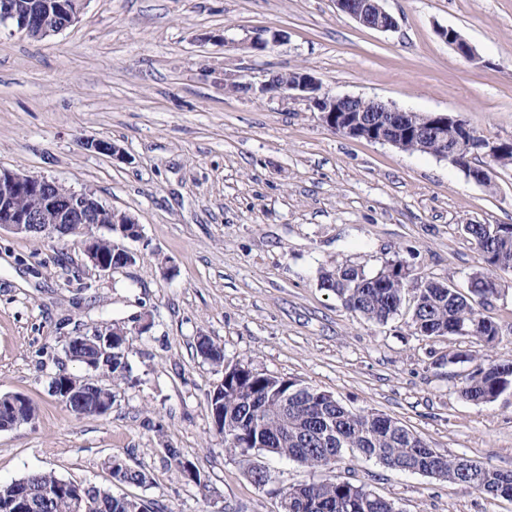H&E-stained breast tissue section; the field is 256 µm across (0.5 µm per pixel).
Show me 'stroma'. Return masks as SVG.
Masks as SVG:
<instances>
[{"label":"stroma","instance_id":"stroma-1","mask_svg":"<svg viewBox=\"0 0 512 512\" xmlns=\"http://www.w3.org/2000/svg\"><path fill=\"white\" fill-rule=\"evenodd\" d=\"M395 30L363 27L335 0H84L78 20L33 40L0 32V167L42 175L134 215V265L108 274L76 239L0 231V395L20 394L36 419L0 430V483L51 471L111 487L106 462L149 481L118 493L153 512H280L279 487L321 471L262 451L254 485L224 451L209 411L223 372L196 353L199 337L225 361L331 392L354 411L386 414L436 452L512 471V393L489 404L459 392L470 372L454 354L512 360V271L483 312L493 344L422 336L402 307L367 322L318 285L322 264L374 274L402 259L410 282L466 286L485 265L463 227L512 224V166L491 185L447 160L345 137L299 100L235 94L225 73L260 82L310 69L325 90L419 113L461 115L512 141V0H385ZM474 48L461 57L437 28ZM261 29L286 39L254 55L207 42ZM108 139L124 152L86 149ZM134 334L130 377L72 361L71 336L110 323ZM61 375L111 388L112 409L75 416L52 392ZM180 449L207 487L186 482L166 451ZM340 479L366 485L398 512H512L491 497L403 473L344 450Z\"/></svg>","mask_w":512,"mask_h":512}]
</instances>
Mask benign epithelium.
I'll list each match as a JSON object with an SVG mask.
<instances>
[{
    "mask_svg": "<svg viewBox=\"0 0 512 512\" xmlns=\"http://www.w3.org/2000/svg\"><path fill=\"white\" fill-rule=\"evenodd\" d=\"M336 8L360 25L378 30L390 31L396 28V19L385 9L383 0H336ZM79 16V10L70 9L67 0H39V5L26 14L16 10L9 0H0V30L27 36L37 32L38 39L54 36L70 25ZM437 35L451 45L463 57L472 59L473 48L452 28L440 27ZM284 39L279 31L258 30L235 43L233 46L252 54H264ZM224 87L235 93L262 95L268 97H295L306 103L308 108L319 113L323 124L331 130L346 128V136L371 142L389 144L403 149L401 137H414L430 142L436 149V157H455L460 151H472V155L499 164L504 143L478 134L469 126H460V117L447 113H422L420 124L408 125L412 112L392 103L370 100L363 106L364 98L350 95L331 94L323 89L314 73L306 69L289 72V78L277 80L271 75L255 84L235 74H224ZM456 145L448 149V141ZM86 148L99 154L116 156L121 153L116 144L102 139H91ZM127 224L132 241L141 238L140 225L126 212L112 208L98 200L92 193L71 188L62 193L59 184L45 176L0 168V228L18 234L56 233L64 237L80 231L89 234L83 241V251L89 263L101 273L134 264L135 252L121 247L106 253L99 249L102 235L90 233L92 227H104L112 235V225ZM131 330L103 323L92 329L89 337L103 338L102 345L110 347L116 337L127 336Z\"/></svg>",
    "mask_w": 512,
    "mask_h": 512,
    "instance_id": "1",
    "label": "benign epithelium"
}]
</instances>
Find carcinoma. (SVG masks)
Here are the masks:
<instances>
[{"mask_svg":"<svg viewBox=\"0 0 512 512\" xmlns=\"http://www.w3.org/2000/svg\"><path fill=\"white\" fill-rule=\"evenodd\" d=\"M464 231L484 254L487 268L470 275L467 293L456 285L436 280L408 287L409 272L402 261L387 265L375 274L360 266H323L319 286L334 293L345 307L378 324H385L400 312L406 294H411V327L423 336L449 334L476 337L489 345L499 334L498 325L484 315L480 305L498 293L497 272L512 270V224H466ZM130 347L99 349L97 343L74 345L72 355L89 369L112 375L122 381L130 367ZM196 351L217 367L224 368V451L241 457L246 472L254 477L250 452H265L294 460L317 470H332L345 449L374 459L383 466L409 473L424 474L449 481L493 497L512 498V471H502L465 459L437 453L417 433L392 417L375 412H354L334 395L297 380L256 372L242 364L224 363V350L202 336ZM450 361L472 364L460 387L463 398L475 403H491L512 390V360L488 362L476 352L457 353ZM70 384L92 403L112 399L104 386ZM260 412L263 430L251 427L252 414ZM32 490V512H131L127 496H118L98 486L86 491L89 500L77 505L65 492L47 501L37 498L41 487H60L69 481L53 472H36L24 477ZM21 481L0 484V512L11 507ZM288 498V512H397L394 504L364 485L335 476L318 482L277 491Z\"/></svg>","mask_w":512,"mask_h":512,"instance_id":"1","label":"carcinoma"}]
</instances>
